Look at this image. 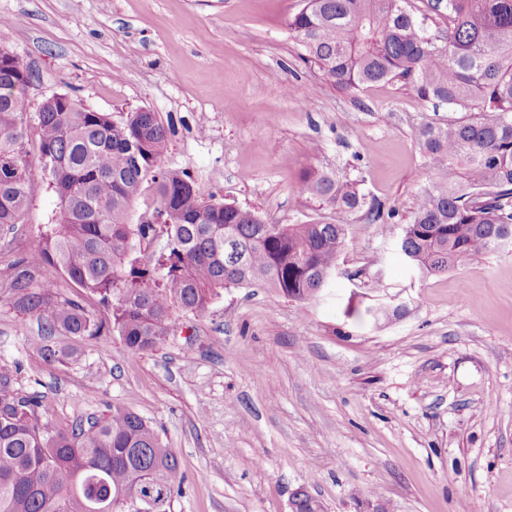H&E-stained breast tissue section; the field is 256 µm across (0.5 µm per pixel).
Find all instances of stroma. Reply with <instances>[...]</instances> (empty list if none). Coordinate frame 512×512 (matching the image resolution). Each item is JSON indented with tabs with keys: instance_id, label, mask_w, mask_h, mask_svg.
<instances>
[{
	"instance_id": "obj_1",
	"label": "stroma",
	"mask_w": 512,
	"mask_h": 512,
	"mask_svg": "<svg viewBox=\"0 0 512 512\" xmlns=\"http://www.w3.org/2000/svg\"><path fill=\"white\" fill-rule=\"evenodd\" d=\"M301 4L0 0V43L33 73L28 126L55 94L116 121L151 110L174 127L163 168L205 201L346 227L317 296L229 288L140 355L114 334L42 336L20 292L0 288V368L57 424L115 406L150 421L184 475L173 512H289L301 485L326 512L373 492L389 512H512V246L443 275L397 248L435 181L418 133L461 112L396 81L331 86L297 56ZM311 169L353 181L362 208L305 193ZM56 208L39 189L0 229V267L26 259ZM46 342L73 359L45 364Z\"/></svg>"
}]
</instances>
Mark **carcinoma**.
Instances as JSON below:
<instances>
[{
  "instance_id": "cac0c4a2",
  "label": "carcinoma",
  "mask_w": 512,
  "mask_h": 512,
  "mask_svg": "<svg viewBox=\"0 0 512 512\" xmlns=\"http://www.w3.org/2000/svg\"><path fill=\"white\" fill-rule=\"evenodd\" d=\"M446 17L427 34L409 0H303L288 19L301 60L344 90L382 81L411 85L426 100L476 111L468 119L427 125L419 141L436 173L419 194L398 241L420 270L445 274L512 240V0H424ZM19 61L0 63V228L13 230L38 189L26 160L27 88ZM169 128L151 111L116 122L71 100L64 112H38L42 181L56 199L55 219L26 258L50 265L108 310L27 293L45 335L115 333L132 354L154 349L174 328V314L209 313L228 288L255 284L294 300L328 285L345 242L343 224H266L255 212L209 203L185 174L160 168ZM150 182L159 208L140 223L129 209ZM303 190L335 209L361 208L357 186L308 171ZM166 233L159 254L143 250ZM25 269H0V283L24 291ZM47 364L72 353L48 344ZM184 477L157 429L114 408L86 424L54 423L43 397L14 388L0 369V512H92L89 502L148 497L147 512H171Z\"/></svg>"
}]
</instances>
